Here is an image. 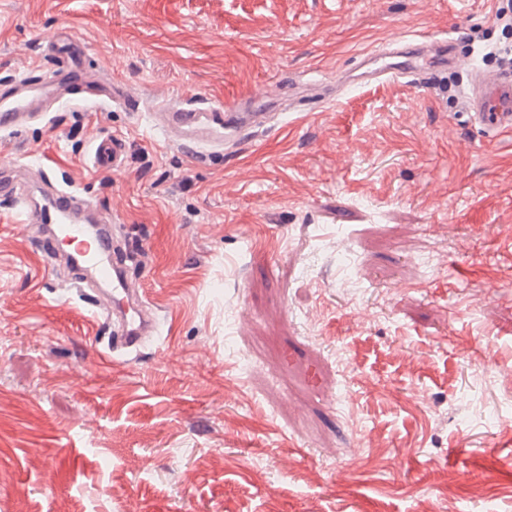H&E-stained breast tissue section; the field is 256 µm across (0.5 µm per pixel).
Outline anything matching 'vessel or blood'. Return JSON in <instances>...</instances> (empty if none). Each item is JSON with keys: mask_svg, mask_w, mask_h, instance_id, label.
<instances>
[{"mask_svg": "<svg viewBox=\"0 0 512 512\" xmlns=\"http://www.w3.org/2000/svg\"><path fill=\"white\" fill-rule=\"evenodd\" d=\"M50 65L46 76L0 85V130L19 131L53 111L61 100L79 99L93 105L115 100L134 103L125 86L113 83L105 74L89 69L83 48L69 29H61L56 41L44 52ZM450 70L471 74L468 98L472 124L488 134L512 131V72L488 71L472 66L468 56L459 54L450 40L415 39L400 36L383 53L368 55L352 81L371 85L387 78L411 77L431 83ZM274 87L256 92L252 98L224 106L181 98L163 100L155 113L159 127L183 145L213 146L237 144L242 133L269 123L273 115L267 105L277 103ZM127 155V143L119 137L94 141L90 159L98 170L120 168ZM26 168L0 179V193L18 198L24 223L45 226L38 237L46 259L64 262L73 273L81 297L111 318L112 334L106 348L109 357L120 358L139 352L160 332L159 310L150 304L136 279L129 274L131 257L124 241L106 214L91 217V200L79 192L60 187L54 179L44 181V193L34 198L23 185Z\"/></svg>", "mask_w": 512, "mask_h": 512, "instance_id": "vessel-or-blood-1", "label": "vessel or blood"}]
</instances>
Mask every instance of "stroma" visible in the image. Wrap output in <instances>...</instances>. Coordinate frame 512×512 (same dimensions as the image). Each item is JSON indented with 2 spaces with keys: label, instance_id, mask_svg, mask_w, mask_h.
I'll list each match as a JSON object with an SVG mask.
<instances>
[{
  "label": "stroma",
  "instance_id": "obj_1",
  "mask_svg": "<svg viewBox=\"0 0 512 512\" xmlns=\"http://www.w3.org/2000/svg\"><path fill=\"white\" fill-rule=\"evenodd\" d=\"M497 0H0V82L64 26L140 106L72 101L0 132L92 199L163 312L109 364L105 318L0 195V512H512V133L468 74L351 86L230 152L154 125L326 83L396 33L495 68ZM128 145L92 168L94 138ZM376 447L363 444L365 433Z\"/></svg>",
  "mask_w": 512,
  "mask_h": 512
}]
</instances>
